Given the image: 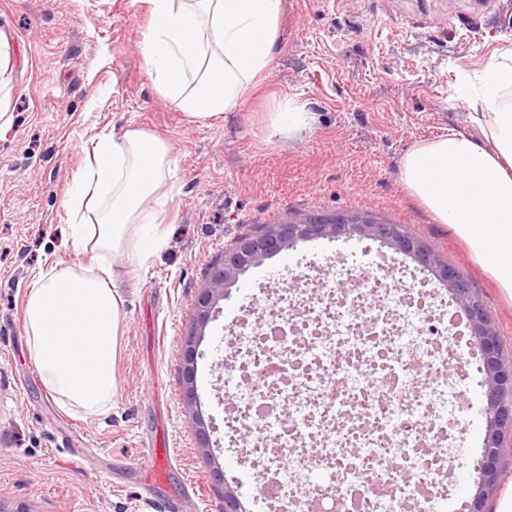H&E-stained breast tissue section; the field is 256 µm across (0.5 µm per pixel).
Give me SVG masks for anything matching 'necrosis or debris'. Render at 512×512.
<instances>
[{
  "label": "necrosis or debris",
  "instance_id": "necrosis-or-debris-1",
  "mask_svg": "<svg viewBox=\"0 0 512 512\" xmlns=\"http://www.w3.org/2000/svg\"><path fill=\"white\" fill-rule=\"evenodd\" d=\"M240 328L234 368L248 389L225 392L224 432L270 472L273 500L312 512H444L445 442L468 415L448 408L446 299L375 272L343 292L275 290ZM326 463L340 483L308 486L305 466Z\"/></svg>",
  "mask_w": 512,
  "mask_h": 512
}]
</instances>
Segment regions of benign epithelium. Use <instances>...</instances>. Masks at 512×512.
Listing matches in <instances>:
<instances>
[{
  "label": "benign epithelium",
  "instance_id": "7a95c632",
  "mask_svg": "<svg viewBox=\"0 0 512 512\" xmlns=\"http://www.w3.org/2000/svg\"><path fill=\"white\" fill-rule=\"evenodd\" d=\"M339 238L377 240L394 252L410 257L435 275L438 284L447 289L453 302L465 314L473 344L482 354L486 397L478 486L466 503V512H487L489 495L498 487L502 476L501 449L505 440L512 438V363L503 358L498 328L460 272L422 239L405 233L399 224L378 222L364 212L347 216L311 215L267 224L260 233L244 237L224 251V260L213 269L207 286L196 299L194 329L186 336L183 345L185 397L191 402L196 401L195 372L200 336L219 314L218 302L226 296L229 285L249 268L299 242ZM224 512H246L238 491L230 486L224 487Z\"/></svg>",
  "mask_w": 512,
  "mask_h": 512
}]
</instances>
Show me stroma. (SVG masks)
I'll return each mask as SVG.
<instances>
[{
	"mask_svg": "<svg viewBox=\"0 0 512 512\" xmlns=\"http://www.w3.org/2000/svg\"><path fill=\"white\" fill-rule=\"evenodd\" d=\"M148 14L139 0H0V40L12 50V116L0 127V512H224V488L248 512H267L262 471L224 444V389L238 318L265 288L346 280L360 258L419 273L377 241L320 240L251 268L228 290L200 339L197 405L183 396L182 344L195 300L225 249L261 226L366 210L423 239L470 283L512 361V304L449 225L399 175L416 144L469 130L455 94L463 73L512 49V0H284L268 75L236 112L200 126L155 91L141 55ZM304 105L308 130L275 131L277 105ZM137 129L166 141L176 160L157 222L165 246L144 265L112 257L122 296L108 414L62 410L28 355L26 287L58 261L85 262L61 231L63 202L84 172L95 133ZM465 438L448 442L449 504L470 499L481 457L484 388L472 377ZM210 426L198 448L194 415ZM167 457L164 482L138 466L145 445ZM219 463L223 481L210 474ZM203 487L189 500L188 482Z\"/></svg>",
	"mask_w": 512,
	"mask_h": 512,
	"instance_id": "stroma-1",
	"label": "stroma"
}]
</instances>
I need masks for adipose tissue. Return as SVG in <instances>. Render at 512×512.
<instances>
[{"mask_svg": "<svg viewBox=\"0 0 512 512\" xmlns=\"http://www.w3.org/2000/svg\"><path fill=\"white\" fill-rule=\"evenodd\" d=\"M150 22L142 57L157 93L196 124L238 111L277 52L283 0H144ZM512 49L466 74L459 97L478 134L449 131L408 151L400 176L450 225L512 302ZM87 179L64 201L67 233L86 265H50L24 301L28 354L61 409L109 412L122 299L106 259L144 262L166 236L154 218L174 163L170 147L139 130L96 134L84 146Z\"/></svg>", "mask_w": 512, "mask_h": 512, "instance_id": "ef3b65f1", "label": "adipose tissue"}]
</instances>
